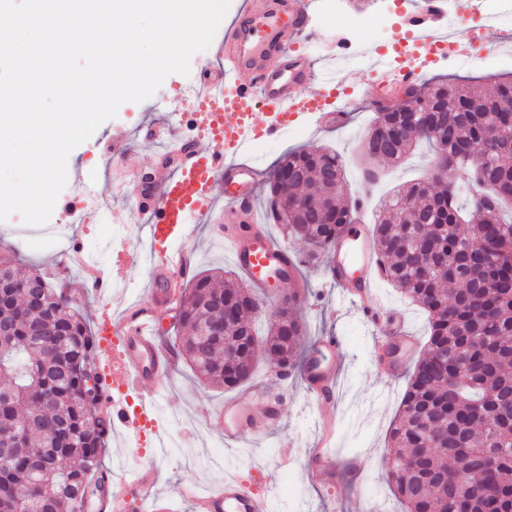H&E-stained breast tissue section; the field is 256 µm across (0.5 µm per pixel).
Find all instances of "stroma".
<instances>
[{"label": "stroma", "instance_id": "1", "mask_svg": "<svg viewBox=\"0 0 512 512\" xmlns=\"http://www.w3.org/2000/svg\"><path fill=\"white\" fill-rule=\"evenodd\" d=\"M333 8L327 22L335 26L338 34L351 42L356 53L351 58H339L328 67L341 89L334 102L336 111L349 114L348 125L340 130H321L311 123H298L294 135L264 139L258 149L263 160L257 168L263 178H270L278 162L297 148L328 147L336 151L345 166L348 190L361 188L360 144L374 117V93L368 85L373 67L383 65L378 49L385 36L368 27L352 28L357 15L349 0H332ZM211 59L210 51L195 54L189 75L173 74L149 99L140 103L123 104L115 118L103 123L91 138L74 148L67 159L69 177H90L102 188L104 201L86 212H71L55 206L51 223H70L84 248H92L95 240L112 232V214L124 213L130 241L116 240L114 248L123 252L134 247L145 249L146 242L138 232L136 186L145 179L155 178L154 160L166 146L165 140L147 142L150 127L160 125L165 112L181 110L182 103L172 89L189 79L198 80ZM512 73V56L492 61L473 58L466 68H450L447 60H439L424 71L423 82L439 80L470 86L482 90L491 86L498 75ZM129 135L130 152L125 172L116 171L101 147L114 132ZM432 157L429 146H419L404 165H386V174L372 189L370 203L364 210L366 221H373L389 202L390 190L408 180L420 177ZM20 214H12L0 222V258L11 257L17 263L42 273L49 283H56L52 263L59 256L53 246L21 250L15 242V229L21 226ZM195 243L194 270L202 272L221 267L233 269L229 250L221 237L215 235L211 225L194 223L188 229ZM302 279L308 293L298 305L297 313L306 325L301 342L303 354L326 336L340 341L336 378V482L324 486L309 479L304 471L311 448L317 446L320 436V412L309 397L300 370L282 374L274 360L260 361L254 381L266 385L271 394L280 397L283 417L278 426L266 436L246 438L228 445L217 426L205 420L207 410L223 406L228 390L203 384L186 359H178L175 372L163 385L162 407L177 413L185 425L180 434L181 445L172 449L168 458L154 461L158 470L159 490L173 495L176 512H193L190 502L180 498L179 490L185 484L196 485L207 491L223 484L225 478L235 477L250 483L259 493L268 495L281 488L299 500L300 512H402L385 477L383 457L387 447L390 426L398 412L406 389L405 374L391 377L378 368L373 359L374 343L379 335L354 307L340 308L338 292L326 278L324 263L302 265ZM155 273L153 269H135L128 275L130 285L113 299L111 308L97 306L93 297L79 301L80 312L90 327H98L103 315L120 314L123 309L148 299L147 290ZM372 302L385 310L387 316H402L406 328L417 337V348H401L396 365L412 368L420 357L421 343L426 342V316L410 305L385 279H378L371 297ZM295 458L291 468H278L281 455Z\"/></svg>", "mask_w": 512, "mask_h": 512}]
</instances>
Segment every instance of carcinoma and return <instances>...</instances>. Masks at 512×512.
I'll list each match as a JSON object with an SVG mask.
<instances>
[{
  "mask_svg": "<svg viewBox=\"0 0 512 512\" xmlns=\"http://www.w3.org/2000/svg\"><path fill=\"white\" fill-rule=\"evenodd\" d=\"M406 92V111L378 109L364 137L365 182L380 177L373 154L386 138L384 163L424 142L436 155L447 151L455 171L485 168L494 186L472 179L465 215L455 181L412 180L374 224L384 278L428 317L425 351L389 432L386 477L405 512H512V219L501 210L512 201V79L480 92L447 82ZM268 189L275 221L313 247L312 261L352 221L343 162L327 147L288 153ZM4 265L0 435L14 447L0 446V512H81L110 433L82 397L96 337L39 273ZM299 299L289 294L288 315L260 336L257 299L226 272L200 273L179 306L183 355L200 380L227 388L250 381L263 355L294 368L304 335ZM209 322L224 323V338L201 335ZM477 469L491 494L470 486Z\"/></svg>",
  "mask_w": 512,
  "mask_h": 512,
  "instance_id": "obj_1",
  "label": "carcinoma"
}]
</instances>
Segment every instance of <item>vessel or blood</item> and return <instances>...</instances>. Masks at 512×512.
<instances>
[{
	"mask_svg": "<svg viewBox=\"0 0 512 512\" xmlns=\"http://www.w3.org/2000/svg\"><path fill=\"white\" fill-rule=\"evenodd\" d=\"M443 0H419L405 19L407 29L429 44L447 42ZM322 38L330 54L346 51L333 31L311 23L309 0H244L223 35L213 44V54L224 67L207 73L195 90L197 107L186 119L188 138L169 139L167 171L153 181L149 193L139 196L138 216L142 230L154 245L159 270L187 278L193 269L194 243L184 236L189 224L202 220L235 223L226 232L234 263L263 299L277 288L298 279L295 252L271 240L259 226L252 193V167L242 159L244 148L254 140L270 138L293 123L325 117L336 91L332 73L316 71L310 56L300 46ZM418 63L374 71L370 83L383 97L400 92L413 80ZM78 188L64 201L66 210H87L94 198L88 179L79 178ZM63 257L68 268L82 267L83 277L101 303L112 298L115 274L130 269L134 260L124 256L114 270L83 263L80 243H70ZM382 259L374 248L368 224L355 219L345 225L332 243L327 274L342 296L360 307L367 321L380 326L382 317L368 299L381 273ZM180 294L168 280L158 281L150 304L128 308L121 319L105 320L99 327L97 346L103 368V391L98 408L114 432H138L147 422L145 409L130 412L117 399V392H133L145 403L154 400L172 368L171 356L156 344L155 321L161 308L177 305ZM336 348L335 337H325L306 361L303 380L313 394L322 417H330L331 387L336 365L326 358ZM225 442L243 434L261 437L282 418L277 403L267 401L264 391L252 386L224 401L218 413ZM107 487L92 512H130L132 505L148 504L149 512H175L172 498L157 488V471L138 466L133 480L113 482L111 473L98 474ZM196 512H267L264 498L246 484L225 480L220 489L192 494Z\"/></svg>",
	"mask_w": 512,
	"mask_h": 512,
	"instance_id": "b4317fda",
	"label": "vessel or blood"
}]
</instances>
